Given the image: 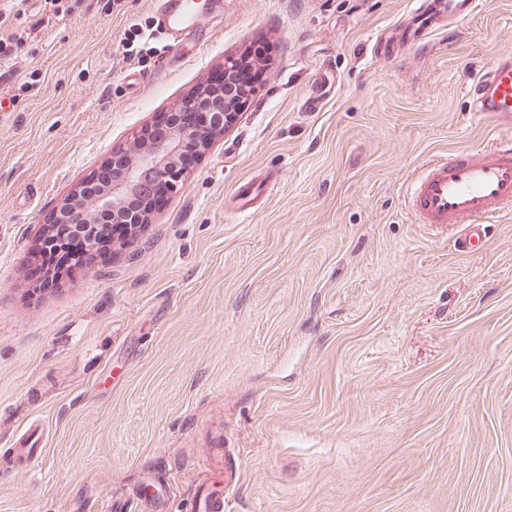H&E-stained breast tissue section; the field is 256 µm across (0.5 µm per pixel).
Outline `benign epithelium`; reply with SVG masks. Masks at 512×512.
<instances>
[{
	"mask_svg": "<svg viewBox=\"0 0 512 512\" xmlns=\"http://www.w3.org/2000/svg\"><path fill=\"white\" fill-rule=\"evenodd\" d=\"M201 100L214 111L222 113L235 105V100L222 92H213L207 96L196 95L185 99V104ZM214 134L196 133L190 129L173 127L163 136L150 138L140 135L137 138V150L127 157L112 156V163L122 168V174L112 185L91 191L88 182H83L77 189L67 195L57 212V222L68 220L82 228L93 223V217L100 212H115L123 206L125 198L131 194L145 192V178L151 184L173 190L186 177L187 171L178 169L177 159L181 147L190 140L201 146L210 144Z\"/></svg>",
	"mask_w": 512,
	"mask_h": 512,
	"instance_id": "7a95c632",
	"label": "benign epithelium"
}]
</instances>
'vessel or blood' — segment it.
<instances>
[{
	"label": "vessel or blood",
	"instance_id": "b4317fda",
	"mask_svg": "<svg viewBox=\"0 0 512 512\" xmlns=\"http://www.w3.org/2000/svg\"><path fill=\"white\" fill-rule=\"evenodd\" d=\"M478 0H430L405 25L406 44L427 47L428 35L443 24L471 17ZM161 29L173 43L195 34L203 21L197 0H157ZM476 116L512 123V55L499 57L473 87ZM409 209L421 224H464L479 228L512 213V143L477 154L459 152L427 165L411 183Z\"/></svg>",
	"mask_w": 512,
	"mask_h": 512
}]
</instances>
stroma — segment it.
<instances>
[{"label":"stroma","instance_id":"1","mask_svg":"<svg viewBox=\"0 0 512 512\" xmlns=\"http://www.w3.org/2000/svg\"><path fill=\"white\" fill-rule=\"evenodd\" d=\"M416 6L224 0L173 58L152 0H0V512H193L228 447L224 512H512V216L468 248L404 198L512 139L465 95L512 0L382 56ZM256 43L265 81L138 235L34 287L63 199Z\"/></svg>","mask_w":512,"mask_h":512}]
</instances>
